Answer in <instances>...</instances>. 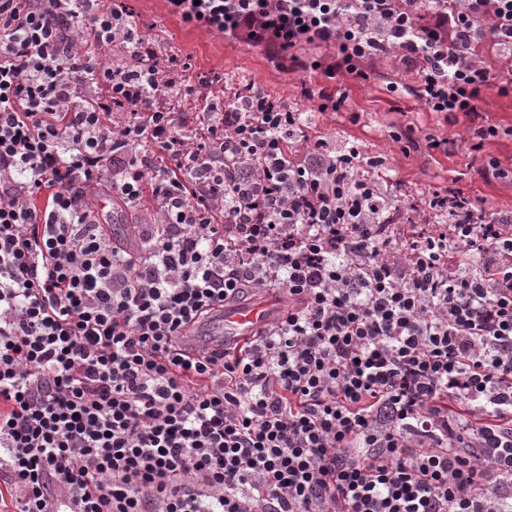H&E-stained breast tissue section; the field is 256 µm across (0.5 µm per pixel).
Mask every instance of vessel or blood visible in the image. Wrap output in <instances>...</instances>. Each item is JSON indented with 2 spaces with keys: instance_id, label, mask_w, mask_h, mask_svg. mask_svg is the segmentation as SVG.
Listing matches in <instances>:
<instances>
[{
  "instance_id": "vessel-or-blood-1",
  "label": "vessel or blood",
  "mask_w": 512,
  "mask_h": 512,
  "mask_svg": "<svg viewBox=\"0 0 512 512\" xmlns=\"http://www.w3.org/2000/svg\"><path fill=\"white\" fill-rule=\"evenodd\" d=\"M280 311V304L270 297L227 306L205 326L204 331L213 340L236 345L252 336L257 328L273 321Z\"/></svg>"
}]
</instances>
